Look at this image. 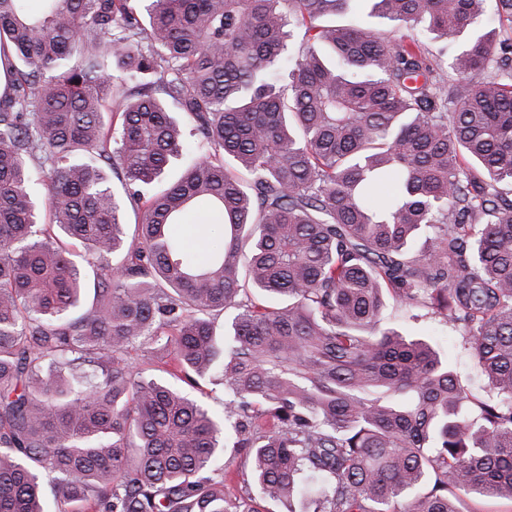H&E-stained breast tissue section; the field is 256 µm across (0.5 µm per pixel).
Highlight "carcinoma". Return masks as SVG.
Here are the masks:
<instances>
[{"mask_svg": "<svg viewBox=\"0 0 512 512\" xmlns=\"http://www.w3.org/2000/svg\"><path fill=\"white\" fill-rule=\"evenodd\" d=\"M27 2L0 0V512H47L46 482L58 512L512 501V0H376L447 71L418 35L321 24L351 0ZM201 202L224 243L195 264L171 226ZM390 299L461 328L492 394L471 408ZM197 378L224 418L173 384Z\"/></svg>", "mask_w": 512, "mask_h": 512, "instance_id": "cac0c4a2", "label": "carcinoma"}]
</instances>
